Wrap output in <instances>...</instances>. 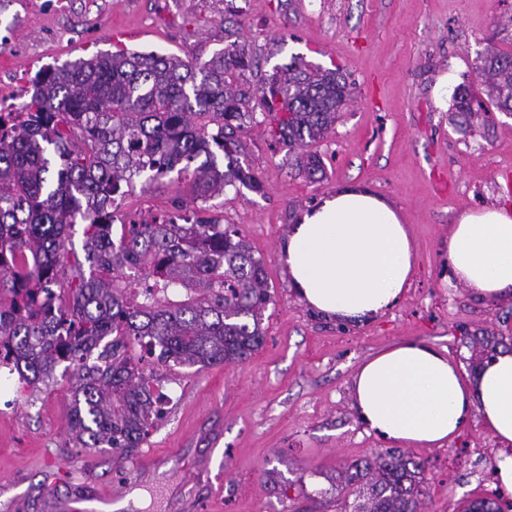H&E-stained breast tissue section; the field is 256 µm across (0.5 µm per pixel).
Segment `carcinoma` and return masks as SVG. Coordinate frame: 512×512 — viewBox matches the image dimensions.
Segmentation results:
<instances>
[{
  "mask_svg": "<svg viewBox=\"0 0 512 512\" xmlns=\"http://www.w3.org/2000/svg\"><path fill=\"white\" fill-rule=\"evenodd\" d=\"M255 59L231 44L201 63L152 52L100 53L41 71L30 101L0 118V367L21 387L72 370V447L138 448L154 419L143 360L198 367L242 363L264 343L272 301L266 263L237 229L177 208L121 224L114 209L143 180L187 183L208 203L262 183L242 165L240 131L260 111L310 179L323 165L310 146L336 123L344 76L295 57L251 87ZM488 102L466 86L453 97L465 124L492 105L512 112V55L480 60ZM83 225L78 257L74 225ZM424 466L397 448L352 461L348 512H425ZM464 512H502L477 499Z\"/></svg>",
  "mask_w": 512,
  "mask_h": 512,
  "instance_id": "1",
  "label": "carcinoma"
}]
</instances>
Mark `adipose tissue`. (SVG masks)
I'll list each match as a JSON object with an SVG mask.
<instances>
[{"label":"adipose tissue","mask_w":512,"mask_h":512,"mask_svg":"<svg viewBox=\"0 0 512 512\" xmlns=\"http://www.w3.org/2000/svg\"><path fill=\"white\" fill-rule=\"evenodd\" d=\"M279 259L296 293L312 309L343 321L371 320L409 287L413 241L400 212L360 187H342L301 214ZM448 265L475 295H512V207L462 215L448 237ZM355 408L380 438L404 446H441L471 415L502 448L498 485L512 493V353L464 374L447 352L407 341L366 359L356 372Z\"/></svg>","instance_id":"ef3b65f1"}]
</instances>
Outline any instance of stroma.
Returning <instances> with one entry per match:
<instances>
[{
    "label": "stroma",
    "mask_w": 512,
    "mask_h": 512,
    "mask_svg": "<svg viewBox=\"0 0 512 512\" xmlns=\"http://www.w3.org/2000/svg\"><path fill=\"white\" fill-rule=\"evenodd\" d=\"M234 42L258 63L251 83L300 56L340 69L352 90L313 145L322 179L299 173L259 116L240 137L241 162L262 191L230 189L202 209L239 229L266 261L265 341L239 364L155 367L171 400L147 442L128 453L71 447L72 373L24 392L1 367L0 512H47L48 488L72 512L104 493L118 512H342L350 496L339 472L387 447L353 406L363 361L420 340L467 367L484 339L512 336V297L473 298L445 255L463 213L512 203V115L494 110L470 128L452 112L459 85L481 95L487 46L512 54V0H0V94L29 102L41 68L100 53L195 63ZM345 185L392 202L416 249L410 287L370 322L311 311L279 260L298 216ZM177 205L200 209L164 180L129 194L117 218L148 221ZM500 448L474 415L449 444L409 449L424 465L426 512H461L496 495L511 501L495 486Z\"/></svg>",
    "instance_id": "1"
}]
</instances>
